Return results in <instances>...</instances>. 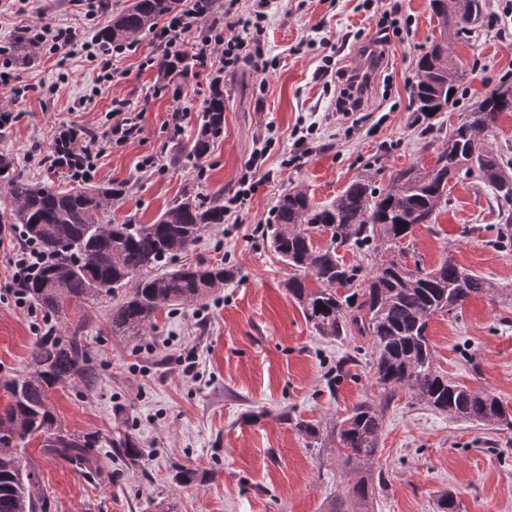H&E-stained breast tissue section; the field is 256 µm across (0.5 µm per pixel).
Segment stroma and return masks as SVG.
I'll return each mask as SVG.
<instances>
[{
	"instance_id": "obj_1",
	"label": "stroma",
	"mask_w": 512,
	"mask_h": 512,
	"mask_svg": "<svg viewBox=\"0 0 512 512\" xmlns=\"http://www.w3.org/2000/svg\"><path fill=\"white\" fill-rule=\"evenodd\" d=\"M87 13L83 0H34L30 22H48L95 36L128 0H104ZM399 5L400 34L387 47L388 68L363 108L344 120L335 110L338 86L319 71L325 56L355 67L357 50L371 40L385 10ZM512 0H486L489 24L452 51L466 77L451 120L475 106L499 82L512 81ZM19 19L0 15V71H9L22 96L0 95L17 117L0 129V154L14 173L41 184L51 173L39 162L50 135L67 123L99 130L115 100L142 115V134L106 148L95 178L121 184L125 195L114 222L152 223L185 194L206 199L239 188L255 140L268 156L236 223L205 232L179 263H222L236 276L204 304L159 310L139 336L111 332L113 298L68 304L69 323H84L99 365L93 389L63 386L50 398L63 429L76 436L131 432L145 455L130 463L116 455L109 471L84 469L44 454L30 438L19 455L38 475L47 512H328L351 483L337 429L355 406L379 402L370 368L372 343L353 334L318 336L284 286L288 268L261 229L279 196L301 186L326 204L370 172L377 186L413 163L433 166L418 127L411 124L414 66L438 20L429 0H273L261 42L269 69L219 59L192 66L181 88L170 85L157 61L162 53L146 33L118 56L113 82L83 56L37 54L21 63L12 48ZM224 75V135L202 164L174 160L176 140L197 132L196 118L210 79ZM85 108H78V101ZM311 129L304 154L296 131ZM154 155L155 168L139 172ZM450 203L431 224L417 225L408 262L427 270L444 257L491 281L496 290L471 298L461 310L433 317L429 336L435 366L449 380L496 395L512 412V227L503 207L477 175L450 180ZM44 331L40 315L19 307L0 284V378L26 370L30 348ZM378 452L366 471L373 481L369 512H439L450 492L459 512H512V429L469 423L431 410L401 391L384 406ZM315 427V435L299 423ZM203 473L179 484L178 468Z\"/></svg>"
}]
</instances>
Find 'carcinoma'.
Instances as JSON below:
<instances>
[{
    "instance_id": "carcinoma-1",
    "label": "carcinoma",
    "mask_w": 512,
    "mask_h": 512,
    "mask_svg": "<svg viewBox=\"0 0 512 512\" xmlns=\"http://www.w3.org/2000/svg\"><path fill=\"white\" fill-rule=\"evenodd\" d=\"M177 0H132L99 29L97 36L112 47H126L172 14ZM438 18L440 38L418 57L416 87L410 92L412 124L434 148L433 167L412 164L399 170L384 188L366 173L330 203L316 205L306 190L295 186L275 207L273 223L262 229L273 250L288 265V293L301 306L319 336L341 337L356 332L372 340V364L387 404L405 389L431 409L479 425L512 428V416L495 396L454 384L435 367L429 326L439 313L462 307L473 296L495 291L487 279L445 258L436 268L409 267L404 241L418 224H431L448 207V182L476 173L496 199L508 205L502 221L512 226V158L488 149L478 135L495 124L502 112H512V98L499 97V87L464 113L454 126L434 118L441 105H453L464 74L450 56L454 41L467 40L486 18V0H429ZM198 130L183 156L205 161L224 134V78H212ZM12 163L0 156V177L14 203L1 224H15L51 256L25 289L43 312L47 330L34 342L28 371L0 380L9 402L0 412V512H45L44 497L34 491V473L17 453L35 435L47 454L99 472L107 463L96 449L98 436L76 437L62 429L49 393L65 385L79 389L98 377V365L83 326L60 330L52 325L69 300L78 302L102 294L121 296L112 306L114 336H135L152 324L163 308L189 305L216 293L234 279L224 265L199 263L173 268L159 276L148 271L172 260L197 243L208 229L224 223V198L207 202L187 196L175 200L151 224L130 220L114 224L108 218L125 188L72 183L57 188L36 186L10 174ZM330 234L324 247L313 235ZM72 251L59 249L62 242ZM383 251L372 271L348 265L339 248ZM317 286L312 287L309 281ZM349 291L341 295L340 289ZM381 415L373 402L357 406L339 426L346 461H371L378 449ZM108 447L122 449L129 460L143 456L128 434ZM355 505L364 508L372 485L361 475L351 487Z\"/></svg>"
}]
</instances>
